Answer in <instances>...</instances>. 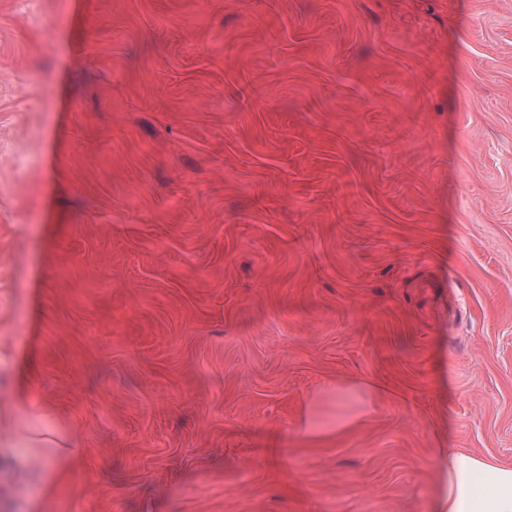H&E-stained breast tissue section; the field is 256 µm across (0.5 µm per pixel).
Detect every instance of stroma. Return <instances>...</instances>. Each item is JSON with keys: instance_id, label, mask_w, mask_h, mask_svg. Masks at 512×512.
<instances>
[{"instance_id": "35a3bbf8", "label": "stroma", "mask_w": 512, "mask_h": 512, "mask_svg": "<svg viewBox=\"0 0 512 512\" xmlns=\"http://www.w3.org/2000/svg\"><path fill=\"white\" fill-rule=\"evenodd\" d=\"M439 446L512 463V0H0V512H432Z\"/></svg>"}]
</instances>
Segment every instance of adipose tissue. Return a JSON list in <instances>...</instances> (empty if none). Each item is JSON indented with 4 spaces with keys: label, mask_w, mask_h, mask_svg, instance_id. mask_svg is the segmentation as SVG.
I'll use <instances>...</instances> for the list:
<instances>
[{
    "label": "adipose tissue",
    "mask_w": 512,
    "mask_h": 512,
    "mask_svg": "<svg viewBox=\"0 0 512 512\" xmlns=\"http://www.w3.org/2000/svg\"><path fill=\"white\" fill-rule=\"evenodd\" d=\"M433 512H512V464L439 449Z\"/></svg>",
    "instance_id": "adipose-tissue-1"
}]
</instances>
